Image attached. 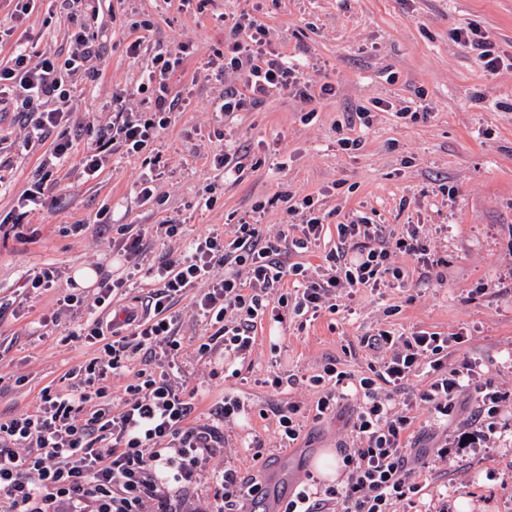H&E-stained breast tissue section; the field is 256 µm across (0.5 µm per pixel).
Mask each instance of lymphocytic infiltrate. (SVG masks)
Segmentation results:
<instances>
[{
	"mask_svg": "<svg viewBox=\"0 0 512 512\" xmlns=\"http://www.w3.org/2000/svg\"><path fill=\"white\" fill-rule=\"evenodd\" d=\"M231 30L233 37L224 46L220 64H205L209 70L235 72L240 81L239 86L225 89L217 111L230 115L261 105L286 89L305 99L316 90L333 93V85L314 86L272 51L257 20L239 16ZM71 41L74 49L64 62L48 57L33 62L31 52L18 43L10 65L0 67V104L37 109L28 136L40 141L55 134L52 157L58 163L73 152V140L65 132L74 108L73 81L78 77L94 81L101 75L96 64L97 33L81 24ZM189 51V43L181 42L154 54L130 92L146 95V109H128V94L113 97L120 119L81 157L86 178H96L105 169L112 147L137 156L167 128L176 109L169 97V81ZM314 206L310 196L289 206V213L301 218L296 237L284 230L271 237L260 225L244 223L229 237L197 236L180 257L145 268L146 279L155 284L148 299L153 314L141 321L126 312L123 322L131 326L130 335L105 341L102 320H88L83 334L89 343L103 344L106 359L80 366L81 380L70 392L43 389L36 410L0 420V512H172L173 500L199 480L221 439L216 427L188 426L196 390H176L168 372L148 367L180 349L178 317L172 307L190 288L204 285L193 305L219 324L225 356L238 359L251 350L258 320L281 321L287 310L297 316H318L346 288L377 291L404 286L405 273L393 261L396 254L414 258L424 269L433 268L418 225L388 236L365 216L338 225V244L327 254L326 267L311 273L298 263L286 265L285 247L305 250L322 236L324 224ZM219 264L224 267L220 275L214 271ZM287 280L293 283L289 295L281 291ZM460 340L457 333L423 330L407 336L381 330L363 337V346L378 353L379 359L370 375L358 381L359 403L351 430L355 442L338 448L346 478L327 486L319 496L312 495L307 485H298L283 512H399L412 503L429 471L428 464H411L415 452L411 412L417 403L430 410L435 431L427 452L436 459L447 460L451 451L443 429L463 393L477 397L475 421L495 430L505 396L484 380L475 364H449L448 352ZM121 368L131 372L132 380L116 413L105 379ZM424 370L432 376L427 389L406 392L409 378ZM350 379L332 361L310 377V385L322 391L317 416L328 414L345 399ZM398 394L403 401L397 405L393 399ZM213 477L221 512H242L244 501L260 491L255 480L233 469L214 472Z\"/></svg>",
	"mask_w": 512,
	"mask_h": 512,
	"instance_id": "f902f5d3",
	"label": "lymphocytic infiltrate"
}]
</instances>
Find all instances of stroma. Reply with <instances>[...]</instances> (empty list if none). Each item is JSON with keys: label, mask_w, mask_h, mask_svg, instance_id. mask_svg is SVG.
Instances as JSON below:
<instances>
[{"label": "stroma", "mask_w": 512, "mask_h": 512, "mask_svg": "<svg viewBox=\"0 0 512 512\" xmlns=\"http://www.w3.org/2000/svg\"><path fill=\"white\" fill-rule=\"evenodd\" d=\"M77 16L40 9L23 28L36 53L67 56L77 23L94 20L104 29L99 63L102 76L75 88L72 114L74 152L63 164L46 168L52 139L25 146L26 116L0 111V419L34 410L45 387L64 391L71 372L101 354L77 330L86 319L98 286L79 287L76 268H95L101 278L127 279L128 285L100 318L122 310L146 317L151 283L124 265L112 248L123 225L145 229L146 261L179 257L198 235L227 233L236 224L260 220L268 233L300 223L289 215V201L313 196L323 219L319 247L290 252L287 263L310 268L324 264L336 246V226L353 214L370 217L386 231L401 233L419 225L436 265L423 276L416 263L397 255L409 275L404 288H385L337 297V311H323L304 322L284 317L262 321L245 359L230 376L224 346L212 354L197 347L217 332L198 316L192 296L175 306L181 315V347L170 372L175 388L198 387L199 404L189 423L211 426L224 392L244 396L250 415L221 424L224 439L207 473L189 491L184 512H209L217 485L213 472L240 470L276 483L278 497L297 484L318 480L316 458L351 440L348 421L356 394L342 401L336 415L309 418L318 394L307 384L328 361L360 378L375 362L360 339L385 329L461 333L464 341L449 363H475L506 395L504 416L490 443L459 449L448 462H432L416 507L444 499L448 512H512V0H86ZM243 13L263 23L265 39L316 83L335 87L330 95L303 100L285 90L256 108L229 116L215 102L236 76L218 81L203 65L223 51L230 32L215 15ZM149 21L150 47L169 49L190 41L194 52L170 81L172 95L191 89L186 111L172 113L169 126L136 157L115 151L98 178L84 181L79 161L111 123L113 93L134 86L149 56L126 53L133 23ZM475 25L489 36L500 59L486 72L475 50L454 38L456 29ZM370 123L354 124L359 109ZM344 137L362 146L345 151ZM245 154L242 173L222 176L213 157L224 147ZM156 175L151 202L140 204L136 182L144 170ZM41 183L39 210L21 215L17 199ZM452 189L443 196L441 187ZM213 200L201 208L202 198ZM261 214H254L255 205ZM164 224L180 233L167 237ZM55 268L52 288L35 290L28 275ZM77 296L67 304V296ZM292 375L293 387L273 393L266 379ZM299 404L304 429L293 447L277 441L274 407ZM265 446L268 466L257 472L248 447Z\"/></svg>", "instance_id": "stroma-1"}]
</instances>
